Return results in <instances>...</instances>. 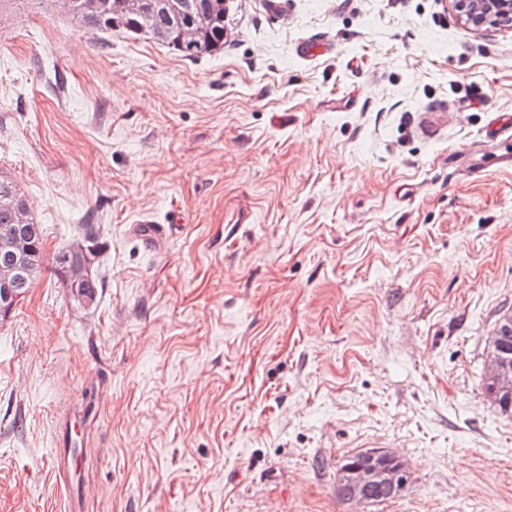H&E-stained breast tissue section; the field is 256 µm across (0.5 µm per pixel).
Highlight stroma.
I'll return each mask as SVG.
<instances>
[{"label":"stroma","instance_id":"stroma-1","mask_svg":"<svg viewBox=\"0 0 512 512\" xmlns=\"http://www.w3.org/2000/svg\"><path fill=\"white\" fill-rule=\"evenodd\" d=\"M224 25L191 62L0 0V176L46 230L0 320V512H512L484 389L512 316V24L230 0ZM82 224L87 308L53 261ZM369 448L406 489L343 501Z\"/></svg>","mask_w":512,"mask_h":512}]
</instances>
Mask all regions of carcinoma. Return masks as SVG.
<instances>
[{"instance_id":"obj_1","label":"carcinoma","mask_w":512,"mask_h":512,"mask_svg":"<svg viewBox=\"0 0 512 512\" xmlns=\"http://www.w3.org/2000/svg\"><path fill=\"white\" fill-rule=\"evenodd\" d=\"M68 14L84 24L102 32L123 29L136 36L148 37L175 51L181 58L192 62L211 56L224 49V0H148L147 11L140 16H128L121 10V0H106V8L93 18H86L80 11L79 0H56ZM200 16L199 32L191 48L182 49L175 44V33L186 15ZM11 182L0 179V237L12 235L16 201L8 187ZM44 229L35 224L20 239L22 252L32 251L30 273L38 277L44 259ZM363 461L353 455L346 459L338 474V494L350 500V491L356 478L355 469Z\"/></svg>"}]
</instances>
